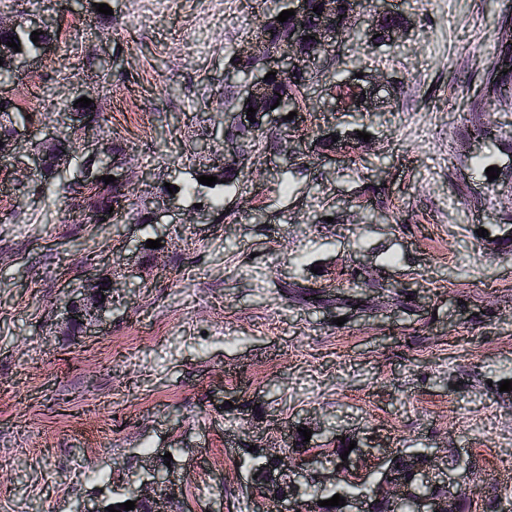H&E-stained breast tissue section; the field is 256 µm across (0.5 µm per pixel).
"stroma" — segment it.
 <instances>
[{
  "label": "stroma",
  "mask_w": 512,
  "mask_h": 512,
  "mask_svg": "<svg viewBox=\"0 0 512 512\" xmlns=\"http://www.w3.org/2000/svg\"><path fill=\"white\" fill-rule=\"evenodd\" d=\"M105 2L8 11L59 30L0 82L32 115L17 149L62 132L74 156L44 198L0 161V512L92 506L88 474L125 487L157 452L175 461L180 512H272L235 472L247 446L288 448L313 422L325 469L345 438L442 468L457 455L476 463L475 512L512 499V394L497 387L512 380V193L485 195L467 135L476 106L512 122L483 94L499 0H394L406 38L339 37L303 124L251 140L230 135L244 88L227 59L267 0ZM360 75L385 79L373 113L340 110L339 84ZM76 83L102 125L69 126ZM107 138L127 201L90 224L65 187ZM232 158L239 182L199 187ZM97 276L124 284L111 315L66 334L60 305Z\"/></svg>",
  "instance_id": "stroma-1"
}]
</instances>
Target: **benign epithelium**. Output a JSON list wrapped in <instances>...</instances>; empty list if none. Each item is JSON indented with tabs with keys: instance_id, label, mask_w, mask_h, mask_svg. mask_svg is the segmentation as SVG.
I'll return each instance as SVG.
<instances>
[{
	"instance_id": "1",
	"label": "benign epithelium",
	"mask_w": 512,
	"mask_h": 512,
	"mask_svg": "<svg viewBox=\"0 0 512 512\" xmlns=\"http://www.w3.org/2000/svg\"><path fill=\"white\" fill-rule=\"evenodd\" d=\"M288 8L295 10L290 17L293 36L297 40L313 37V43L319 49H326L336 43V2L323 0V12L315 26H310L307 0H288ZM18 22L9 21L0 15V60L16 62L20 55L14 48L7 46V39L1 33L16 28ZM244 65L254 63L246 74V85L241 107L235 120L242 127L253 128L254 124H265L275 118V114L284 108L267 109L255 116H250L247 109L261 103L268 95L269 86L264 77L269 72L288 75L296 71L301 63L291 52L275 50L262 38L237 53ZM117 283L111 280L94 278L88 287L81 290V295L67 301L64 305V319L83 326L100 322L112 311V304L102 299L104 294H113ZM268 456L277 459L279 470L287 475L288 487L273 499L275 512H309L311 507L301 499L299 491L308 487L311 479L326 485L333 481L355 482L361 486V492L350 502L348 512H370L373 499L384 497L390 502V512H456L457 505L467 500L466 494L459 489L460 483L470 477L469 466L463 465L448 470L432 468L429 458H423L420 465L414 468L418 484L424 489L416 491L403 481H399L390 472V460L366 473L352 467V461L340 460L332 475H325L320 468L319 455L313 449L297 450L286 456L283 452L272 449ZM435 487L448 489V497L433 494ZM134 496L155 507H163L167 502L176 499L170 480V470L154 463L139 473L133 487Z\"/></svg>"
}]
</instances>
